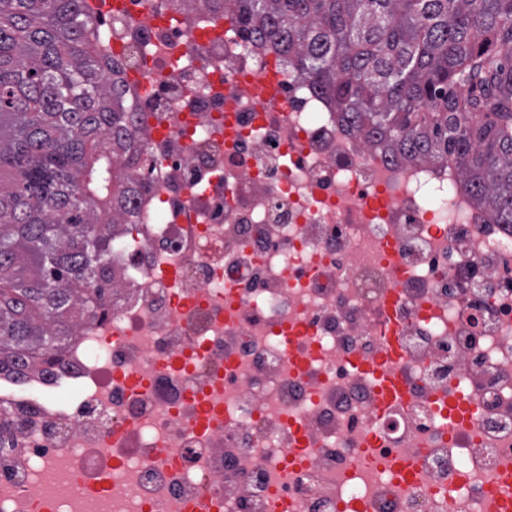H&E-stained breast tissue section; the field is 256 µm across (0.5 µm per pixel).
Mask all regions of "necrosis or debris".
I'll return each mask as SVG.
<instances>
[{
	"label": "necrosis or debris",
	"instance_id": "1",
	"mask_svg": "<svg viewBox=\"0 0 512 512\" xmlns=\"http://www.w3.org/2000/svg\"><path fill=\"white\" fill-rule=\"evenodd\" d=\"M94 33L146 163L104 314L0 376V512H497L512 228L209 0H124Z\"/></svg>",
	"mask_w": 512,
	"mask_h": 512
}]
</instances>
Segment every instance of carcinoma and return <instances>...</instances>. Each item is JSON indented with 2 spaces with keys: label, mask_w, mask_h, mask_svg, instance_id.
Returning <instances> with one entry per match:
<instances>
[{
  "label": "carcinoma",
  "mask_w": 512,
  "mask_h": 512,
  "mask_svg": "<svg viewBox=\"0 0 512 512\" xmlns=\"http://www.w3.org/2000/svg\"><path fill=\"white\" fill-rule=\"evenodd\" d=\"M371 143L448 162L512 225V0H224ZM84 0H0V374L59 361L112 295L143 155Z\"/></svg>",
  "instance_id": "1"
}]
</instances>
